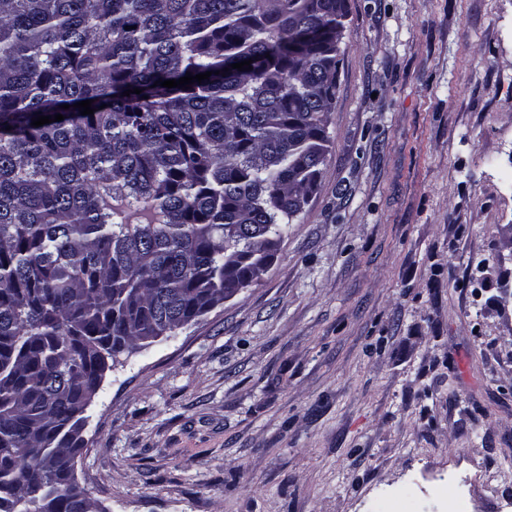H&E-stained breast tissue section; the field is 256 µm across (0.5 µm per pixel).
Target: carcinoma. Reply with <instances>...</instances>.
I'll return each mask as SVG.
<instances>
[{"label": "carcinoma", "instance_id": "1", "mask_svg": "<svg viewBox=\"0 0 512 512\" xmlns=\"http://www.w3.org/2000/svg\"><path fill=\"white\" fill-rule=\"evenodd\" d=\"M344 17V0H0V512H96L71 467L110 362L272 263L336 100V49L297 68L288 47Z\"/></svg>", "mask_w": 512, "mask_h": 512}]
</instances>
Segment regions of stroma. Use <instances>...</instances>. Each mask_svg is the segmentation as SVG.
Instances as JSON below:
<instances>
[{
	"instance_id": "35a3bbf8",
	"label": "stroma",
	"mask_w": 512,
	"mask_h": 512,
	"mask_svg": "<svg viewBox=\"0 0 512 512\" xmlns=\"http://www.w3.org/2000/svg\"><path fill=\"white\" fill-rule=\"evenodd\" d=\"M346 10L273 262L85 412L99 512H512V0Z\"/></svg>"
}]
</instances>
